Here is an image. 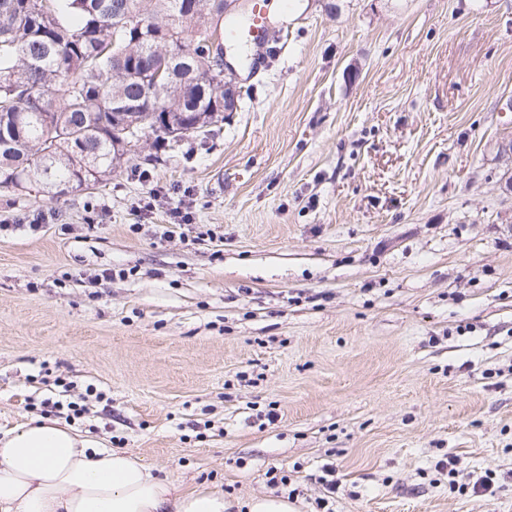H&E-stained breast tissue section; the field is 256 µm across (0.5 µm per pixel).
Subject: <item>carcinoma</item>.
Segmentation results:
<instances>
[{"label": "carcinoma", "instance_id": "carcinoma-1", "mask_svg": "<svg viewBox=\"0 0 512 512\" xmlns=\"http://www.w3.org/2000/svg\"><path fill=\"white\" fill-rule=\"evenodd\" d=\"M0 0V187L53 198L112 175L117 113L224 111V0Z\"/></svg>", "mask_w": 512, "mask_h": 512}]
</instances>
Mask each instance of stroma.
Instances as JSON below:
<instances>
[{"label": "stroma", "mask_w": 512, "mask_h": 512, "mask_svg": "<svg viewBox=\"0 0 512 512\" xmlns=\"http://www.w3.org/2000/svg\"><path fill=\"white\" fill-rule=\"evenodd\" d=\"M269 21L195 139L0 189V433L52 417L295 512H512V0Z\"/></svg>", "instance_id": "35a3bbf8"}]
</instances>
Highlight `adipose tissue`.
I'll list each match as a JSON object with an SVG mask.
<instances>
[{
  "mask_svg": "<svg viewBox=\"0 0 512 512\" xmlns=\"http://www.w3.org/2000/svg\"><path fill=\"white\" fill-rule=\"evenodd\" d=\"M0 512H293L287 497L231 502L208 486L185 490L142 458L99 448L41 418L0 436Z\"/></svg>",
  "mask_w": 512,
  "mask_h": 512,
  "instance_id": "1",
  "label": "adipose tissue"
}]
</instances>
